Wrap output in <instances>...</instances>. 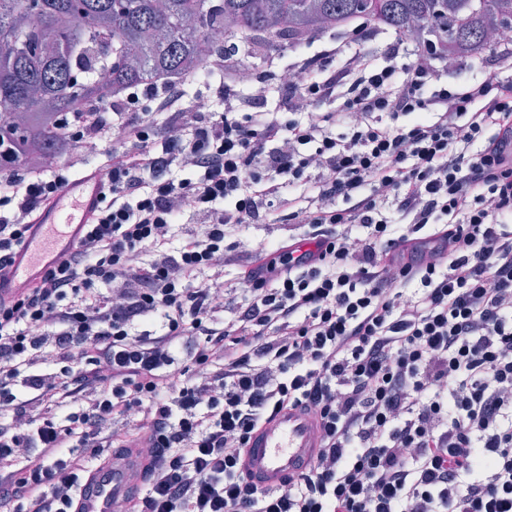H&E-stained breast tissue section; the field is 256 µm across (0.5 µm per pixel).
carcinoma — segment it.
I'll list each match as a JSON object with an SVG mask.
<instances>
[{
	"mask_svg": "<svg viewBox=\"0 0 512 512\" xmlns=\"http://www.w3.org/2000/svg\"><path fill=\"white\" fill-rule=\"evenodd\" d=\"M0 0V154L35 170L66 149L59 118L127 87L207 76L239 34L270 46L337 31L364 17L431 36L462 55L512 30V0ZM224 31V42L208 40ZM105 69L112 80L97 82Z\"/></svg>",
	"mask_w": 512,
	"mask_h": 512,
	"instance_id": "obj_1",
	"label": "carcinoma"
}]
</instances>
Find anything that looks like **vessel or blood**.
I'll return each mask as SVG.
<instances>
[{
    "mask_svg": "<svg viewBox=\"0 0 512 512\" xmlns=\"http://www.w3.org/2000/svg\"><path fill=\"white\" fill-rule=\"evenodd\" d=\"M103 169L91 166L48 199L32 220L21 250L4 275L0 292L33 285L39 268L55 265L74 248L98 209ZM321 446L318 416L302 407L280 410L251 434L240 454V468L250 482L272 490L305 470ZM143 462L129 449L119 465L95 469L82 489L81 512H117L124 498L142 480Z\"/></svg>",
    "mask_w": 512,
    "mask_h": 512,
    "instance_id": "obj_1",
    "label": "vessel or blood"
}]
</instances>
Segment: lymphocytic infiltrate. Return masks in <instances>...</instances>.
I'll use <instances>...</instances> for the list:
<instances>
[{"label":"lymphocytic infiltrate","instance_id":"lymphocytic-infiltrate-1","mask_svg":"<svg viewBox=\"0 0 512 512\" xmlns=\"http://www.w3.org/2000/svg\"><path fill=\"white\" fill-rule=\"evenodd\" d=\"M368 40L359 23L220 111L154 84L62 118L108 190L0 299L1 501L72 512L91 462L142 448L127 512H512V37L458 88L438 41ZM71 169L0 165V270ZM246 224L304 232L242 267L224 322L201 276ZM284 405L318 413L323 447L262 491L238 451Z\"/></svg>","mask_w":512,"mask_h":512}]
</instances>
